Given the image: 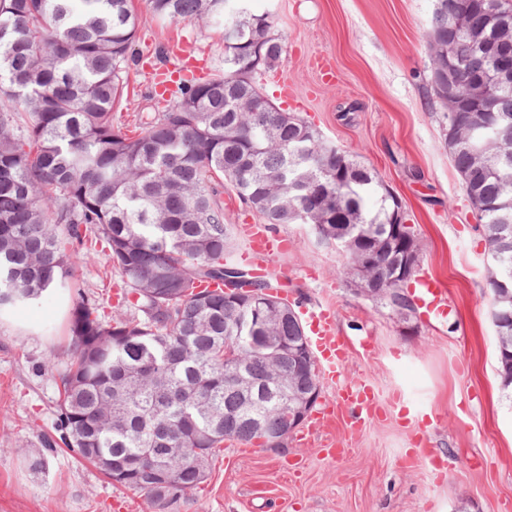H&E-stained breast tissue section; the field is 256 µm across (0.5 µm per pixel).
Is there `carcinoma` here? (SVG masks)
Listing matches in <instances>:
<instances>
[{"mask_svg": "<svg viewBox=\"0 0 512 512\" xmlns=\"http://www.w3.org/2000/svg\"><path fill=\"white\" fill-rule=\"evenodd\" d=\"M152 0L172 22L198 18L222 31L224 70L185 80L150 120L130 133L113 123L138 18L128 0H0V309L74 296L67 368L57 375L56 438L111 483L165 510L205 480L226 441L265 446L288 433L271 367L283 381L303 364L277 347L305 334L297 313L252 303L224 265L247 269L224 223V185L266 224L323 225L326 244L356 232L383 239L396 205L372 171L305 122L256 99L258 76L282 62L284 37L249 0ZM429 31L451 38L464 84L512 62V29L486 15L512 0H444ZM467 15L448 30V12ZM462 139L450 152L465 189L485 203L489 233L512 225V164L472 152L469 130L487 128L512 147V80L495 108L456 116ZM103 253L133 313L109 316L68 278L90 250ZM512 287V250L489 273L492 322L499 282ZM410 281L382 273L377 304L412 302ZM497 357L512 390V345ZM169 448L186 454L170 455ZM149 450L159 466H140Z\"/></svg>", "mask_w": 512, "mask_h": 512, "instance_id": "carcinoma-1", "label": "carcinoma"}]
</instances>
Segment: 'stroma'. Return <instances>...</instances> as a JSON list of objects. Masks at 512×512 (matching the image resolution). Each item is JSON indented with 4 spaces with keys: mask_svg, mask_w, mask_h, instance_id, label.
Segmentation results:
<instances>
[{
    "mask_svg": "<svg viewBox=\"0 0 512 512\" xmlns=\"http://www.w3.org/2000/svg\"><path fill=\"white\" fill-rule=\"evenodd\" d=\"M141 20L138 61L128 70L114 122L152 118L154 74L208 78L221 69L219 29L155 17ZM435 0H251L284 34L283 63L260 78L272 101L373 169L410 216L422 271L448 291L447 316L417 313L404 329L357 294L343 255L305 224H275L291 246L271 262L299 308L336 315L347 343L342 377L370 385L374 415L353 429L338 416L325 431L288 438L287 453L254 445L221 448L205 481L174 512H512V393L497 372L485 241L444 142V112L430 93L426 33ZM334 72L333 80L319 68ZM105 309L119 275L104 255L72 275ZM70 292L60 290L0 318V512H156L141 494L109 484L62 448H48L58 390L41 373L65 357ZM341 448L326 452V443ZM31 453L45 472H32Z\"/></svg>",
    "mask_w": 512,
    "mask_h": 512,
    "instance_id": "35a3bbf8",
    "label": "stroma"
}]
</instances>
